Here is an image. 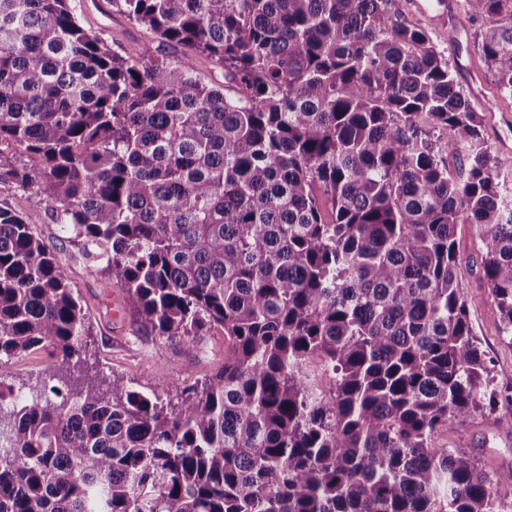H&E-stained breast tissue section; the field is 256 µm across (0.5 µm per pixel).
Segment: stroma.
I'll list each match as a JSON object with an SVG mask.
<instances>
[{"mask_svg":"<svg viewBox=\"0 0 512 512\" xmlns=\"http://www.w3.org/2000/svg\"><path fill=\"white\" fill-rule=\"evenodd\" d=\"M399 8L405 19L427 27L433 40L447 48L450 67L456 71L460 85L484 116V134L489 146L497 147L500 136L512 137V124L503 121L504 113L512 114V99L498 95L494 79L480 59L475 32L481 22L470 16L465 0H458L453 22V27L463 31L462 41L458 44L449 42L447 28L431 25L429 19L414 7L413 0H400ZM79 17L85 26L100 33L115 51H146L162 56L171 52L170 47L160 44L144 28L113 12L110 0H99L95 6L87 5ZM0 205L20 212L39 209L41 219L37 231L57 250L59 259L67 267L74 294L88 312L92 324L91 359L104 375L123 378L140 392H156L161 399L172 400L185 378L205 377L223 363L224 338L221 333L213 332L194 342L178 344L143 332L131 314L114 315L113 304L122 300L123 293L119 288L107 287L100 270L74 258L72 247L61 241L55 221L58 203L40 201L34 191L0 181ZM479 249L476 228L469 224L460 225V276L472 332L489 362L495 386L512 395V339L500 333L499 314L483 280ZM9 371L7 382L15 387L29 380L48 387L59 383L58 372L53 369L50 351L46 348L12 360ZM510 410L512 405L504 403L498 411L449 424L435 434L433 444L438 448L471 452L498 478L511 480L512 433L498 422L500 414Z\"/></svg>","mask_w":512,"mask_h":512,"instance_id":"obj_1","label":"stroma"}]
</instances>
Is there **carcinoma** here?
I'll return each instance as SVG.
<instances>
[{
  "instance_id": "obj_1",
  "label": "carcinoma",
  "mask_w": 512,
  "mask_h": 512,
  "mask_svg": "<svg viewBox=\"0 0 512 512\" xmlns=\"http://www.w3.org/2000/svg\"><path fill=\"white\" fill-rule=\"evenodd\" d=\"M398 2L113 0L181 47L160 57L114 51L79 0H0V180L61 204L143 330L224 336L175 404L114 377L4 409L8 360L80 367L88 328L39 210L0 206V512H512V484L432 444L500 404L456 233L477 227L512 337V159ZM467 6L512 96V0Z\"/></svg>"
}]
</instances>
